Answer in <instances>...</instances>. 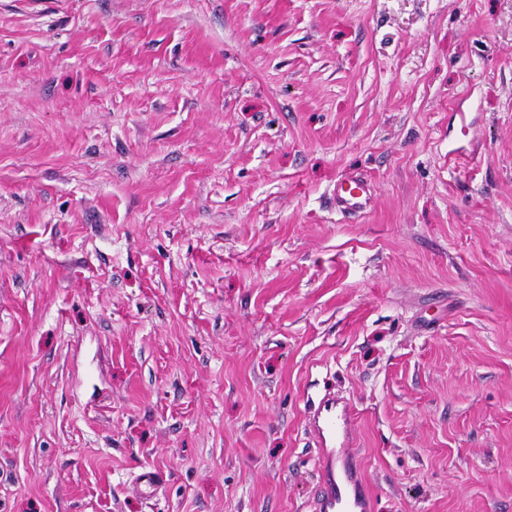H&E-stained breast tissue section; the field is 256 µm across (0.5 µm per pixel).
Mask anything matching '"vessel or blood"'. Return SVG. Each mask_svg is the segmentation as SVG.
<instances>
[{
	"instance_id": "b4317fda",
	"label": "vessel or blood",
	"mask_w": 512,
	"mask_h": 512,
	"mask_svg": "<svg viewBox=\"0 0 512 512\" xmlns=\"http://www.w3.org/2000/svg\"><path fill=\"white\" fill-rule=\"evenodd\" d=\"M337 211L354 218L372 204V189L358 176L339 182L333 192ZM311 424L319 439L320 497L316 512H374L366 489L361 458L348 452L354 435V415L349 404L326 395L311 412ZM164 484L163 474L155 469L142 470L132 484L133 492L143 498L157 495Z\"/></svg>"
}]
</instances>
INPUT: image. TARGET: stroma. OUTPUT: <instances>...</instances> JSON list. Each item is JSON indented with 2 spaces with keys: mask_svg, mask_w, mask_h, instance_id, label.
Here are the masks:
<instances>
[{
  "mask_svg": "<svg viewBox=\"0 0 512 512\" xmlns=\"http://www.w3.org/2000/svg\"><path fill=\"white\" fill-rule=\"evenodd\" d=\"M329 393L512 512V0H0V512H313ZM372 196L370 184L359 176L336 183L333 192L336 210L349 218H355L370 208ZM164 484L163 474L155 469H144L135 478L132 492L142 498H152L157 495Z\"/></svg>",
  "mask_w": 512,
  "mask_h": 512,
  "instance_id": "35a3bbf8",
  "label": "stroma"
}]
</instances>
